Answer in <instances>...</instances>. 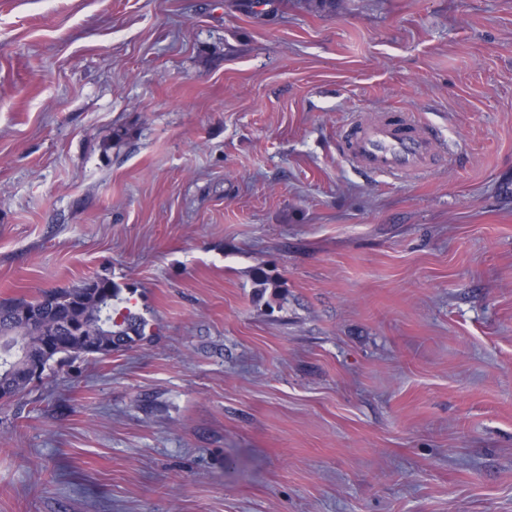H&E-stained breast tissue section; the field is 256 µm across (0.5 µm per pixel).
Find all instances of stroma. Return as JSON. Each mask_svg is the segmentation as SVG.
I'll return each instance as SVG.
<instances>
[{"label": "stroma", "instance_id": "1", "mask_svg": "<svg viewBox=\"0 0 512 512\" xmlns=\"http://www.w3.org/2000/svg\"><path fill=\"white\" fill-rule=\"evenodd\" d=\"M243 2L0 0V300L152 334L0 406V512H512V0ZM396 110L447 165L345 160Z\"/></svg>", "mask_w": 512, "mask_h": 512}]
</instances>
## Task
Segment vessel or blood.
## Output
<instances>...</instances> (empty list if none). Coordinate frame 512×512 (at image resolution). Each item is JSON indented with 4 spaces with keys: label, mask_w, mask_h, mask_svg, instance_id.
Wrapping results in <instances>:
<instances>
[{
    "label": "vessel or blood",
    "mask_w": 512,
    "mask_h": 512,
    "mask_svg": "<svg viewBox=\"0 0 512 512\" xmlns=\"http://www.w3.org/2000/svg\"><path fill=\"white\" fill-rule=\"evenodd\" d=\"M343 139L352 162L375 176L418 175L442 156L435 135L419 129L413 116L406 112L355 120L345 128Z\"/></svg>",
    "instance_id": "obj_1"
}]
</instances>
